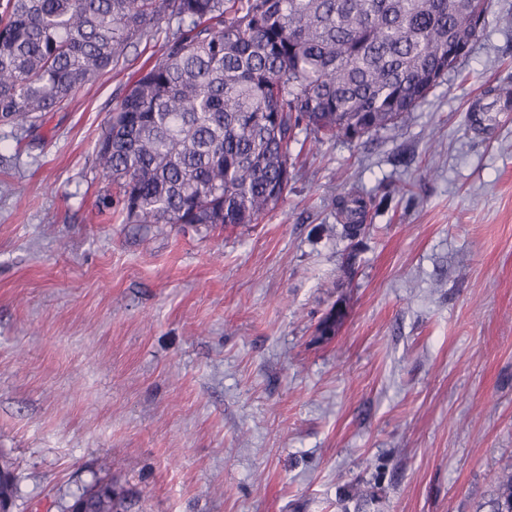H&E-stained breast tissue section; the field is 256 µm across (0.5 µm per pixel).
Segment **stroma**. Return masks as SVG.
Returning a JSON list of instances; mask_svg holds the SVG:
<instances>
[{"label":"stroma","mask_w":512,"mask_h":512,"mask_svg":"<svg viewBox=\"0 0 512 512\" xmlns=\"http://www.w3.org/2000/svg\"><path fill=\"white\" fill-rule=\"evenodd\" d=\"M166 30L35 127L0 123L15 512H64L107 457L130 512H489L512 465V0L396 127L294 143L283 198L233 230L129 223L98 164ZM358 203V200L350 199L343 200L341 204V211L345 214L346 219L349 220V224H343L344 235L351 241L358 239L365 234V227L363 224L355 223L356 215L359 214V211L361 210V205Z\"/></svg>","instance_id":"35a3bbf8"}]
</instances>
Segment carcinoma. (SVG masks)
<instances>
[{"label": "carcinoma", "instance_id": "obj_1", "mask_svg": "<svg viewBox=\"0 0 512 512\" xmlns=\"http://www.w3.org/2000/svg\"><path fill=\"white\" fill-rule=\"evenodd\" d=\"M489 0H6L0 122L55 112L112 70L161 19V57L138 73L97 146L135 224H254L292 180L305 132L359 140L394 127L450 69L449 36L471 43ZM344 200V235L364 236ZM512 512V469L494 476ZM16 475L0 453V506ZM127 512L110 481L75 499Z\"/></svg>", "mask_w": 512, "mask_h": 512}]
</instances>
